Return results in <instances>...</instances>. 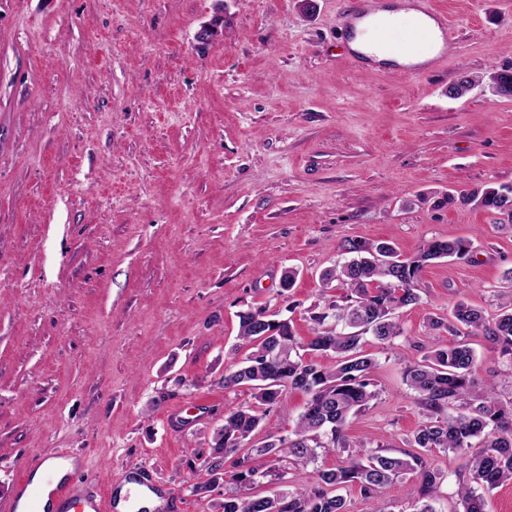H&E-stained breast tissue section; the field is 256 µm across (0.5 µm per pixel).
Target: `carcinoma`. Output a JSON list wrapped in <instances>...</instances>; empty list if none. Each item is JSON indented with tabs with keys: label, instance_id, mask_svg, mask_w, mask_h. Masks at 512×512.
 I'll return each mask as SVG.
<instances>
[{
	"label": "carcinoma",
	"instance_id": "obj_1",
	"mask_svg": "<svg viewBox=\"0 0 512 512\" xmlns=\"http://www.w3.org/2000/svg\"><path fill=\"white\" fill-rule=\"evenodd\" d=\"M462 202L512 219V187H486L462 197ZM469 247L463 239L434 240L415 257L402 259L386 242H347L343 250L351 258L325 270L321 282L325 290L336 282L349 293L341 304L315 305L319 312L312 316L313 336L305 342L296 338L289 319H273L265 309L240 313L239 337L250 352L225 371L224 389L248 386L254 404L224 411V423L214 430L203 460L209 479L195 484L193 492L210 491L228 475V462L231 480L251 486L268 476L254 465L257 456L305 467L321 451L348 447L349 417L375 396L370 386L376 363L362 354L363 335L392 343L402 334L396 313L419 300L422 269L433 260L462 259ZM430 325L454 340L434 345L406 369V382L417 393L423 415L409 439L413 450L401 457L381 449L363 459L350 457L334 469L319 471L315 485L273 497L226 494L217 512H347L346 499L338 494L343 487L355 484L365 498L375 500L383 488L407 474L418 482L411 488L419 504L416 512H441L436 501L443 475L430 464L437 451L455 453L462 460L453 512H491L479 490L512 482V400L502 402L490 382L478 385L476 355L464 337L482 335L499 357L512 363V304L501 305L489 319L482 310L459 301L450 316L433 318ZM327 353L336 355L335 364L321 366L306 359ZM290 389L306 395L292 434L251 446L263 415Z\"/></svg>",
	"mask_w": 512,
	"mask_h": 512
}]
</instances>
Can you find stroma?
Listing matches in <instances>:
<instances>
[{"label":"stroma","mask_w":512,"mask_h":512,"mask_svg":"<svg viewBox=\"0 0 512 512\" xmlns=\"http://www.w3.org/2000/svg\"><path fill=\"white\" fill-rule=\"evenodd\" d=\"M351 0H0V501L32 460L64 448L77 475L119 486L141 466L181 510L216 512L234 484L196 494L200 457L245 355L240 312L295 304L311 334L320 276L347 240L414 256L462 239L463 259L424 268L393 343L366 337L375 396L348 446L273 476L258 495L313 484L348 457L406 450L423 419L405 381L465 301L497 314L512 298V227L461 203L512 186V0H435L458 25L445 60L398 78L358 61L337 26ZM222 16L199 45L200 26ZM477 83L452 98L462 75ZM297 270L293 288L282 278ZM477 377L512 399V363L469 339ZM306 396L286 393L253 436H283ZM410 478L380 501L345 489L348 512H415Z\"/></svg>","instance_id":"stroma-1"}]
</instances>
